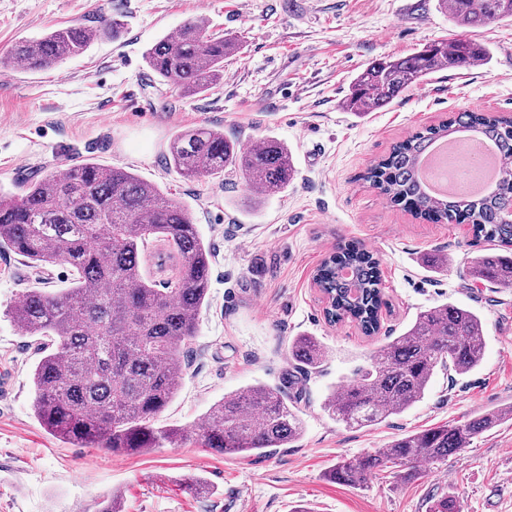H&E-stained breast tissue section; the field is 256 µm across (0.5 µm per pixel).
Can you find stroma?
<instances>
[{"label":"stroma","mask_w":512,"mask_h":512,"mask_svg":"<svg viewBox=\"0 0 512 512\" xmlns=\"http://www.w3.org/2000/svg\"><path fill=\"white\" fill-rule=\"evenodd\" d=\"M198 16L238 49L215 88L185 97L157 80L144 53ZM112 17L124 23L116 37L54 68L32 73L7 59L18 39ZM453 38L488 48L490 63L441 71L361 118L343 108L368 62ZM465 109L512 115L511 19L463 27L438 0H0V189L18 192L25 178L91 158L184 203L211 246L209 303L159 425H192L224 394L256 383L298 397L304 424L293 446L247 459L191 441L117 456L50 435L32 408L37 341L6 311L26 289L69 287L72 272L61 262L32 266L0 245V512H100L113 499L121 512H429L448 493L463 512H512L510 419L412 480L390 470L351 488L325 477L340 459L406 433L512 405V287L466 274L485 241L471 225L416 217L363 178L394 144ZM199 125L245 146L277 138L293 153L294 181L256 204L241 173L185 180L164 156L176 133ZM348 243L379 263L384 305L372 336L350 319L328 323L313 282L322 260ZM431 256L447 257V272H428L423 260ZM449 300L484 322L475 372L453 380L437 372L421 402L371 428L328 415L332 386L348 382L417 312ZM301 334L328 348L316 371L289 360L288 345ZM197 477L213 494L188 490Z\"/></svg>","instance_id":"stroma-1"}]
</instances>
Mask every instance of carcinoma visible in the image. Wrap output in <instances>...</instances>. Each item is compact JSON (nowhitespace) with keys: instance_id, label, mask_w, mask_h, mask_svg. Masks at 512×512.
<instances>
[{"instance_id":"1","label":"carcinoma","mask_w":512,"mask_h":512,"mask_svg":"<svg viewBox=\"0 0 512 512\" xmlns=\"http://www.w3.org/2000/svg\"><path fill=\"white\" fill-rule=\"evenodd\" d=\"M456 23L486 27L512 19V0H440ZM122 28L118 20L97 28L71 25L13 46L9 59L37 72L84 54L91 43ZM233 40L207 33L200 18L186 20L175 36H163L146 53L151 71L182 93H204L224 76ZM488 60L469 40L425 44L406 56L370 61L353 79L343 107L357 117L381 110L444 70H468ZM471 131L503 158L512 160V123L500 116L463 110L393 146L367 172V180L393 202L411 204L424 216L465 218L475 237L498 246L471 263L469 275L493 285L512 284V169L479 196L434 197L416 167L439 137ZM166 165L186 179H219L241 172L258 200L284 192L296 172L288 146L265 138L252 150L224 131L196 126L170 141ZM23 194L0 191V244L29 263L62 262L72 286L59 293L27 289L7 315L25 334L43 340L32 369L33 409L51 434L115 455L193 441L203 448L246 459L286 448L303 432L297 408L278 387L255 384L215 402L192 428L156 422L181 387L183 350L199 333L207 304L212 254L189 209L132 172L83 159L63 173L32 177ZM151 239L167 242L176 261L175 285L159 288L144 277L141 255ZM316 281L326 295L331 322L351 318L365 335L379 329L383 305L378 264L359 248H340L324 260ZM485 348L481 317L465 306L443 302L419 312L399 336L373 353L354 379L330 389L324 408L350 428L378 425L422 401L438 370L457 375L480 365ZM301 367L316 370L327 350L315 336L300 335L288 346ZM512 409L496 408L464 425L409 433L329 474L355 487L387 468L415 472L470 445L498 426ZM430 512H462L455 496L436 499Z\"/></svg>"}]
</instances>
